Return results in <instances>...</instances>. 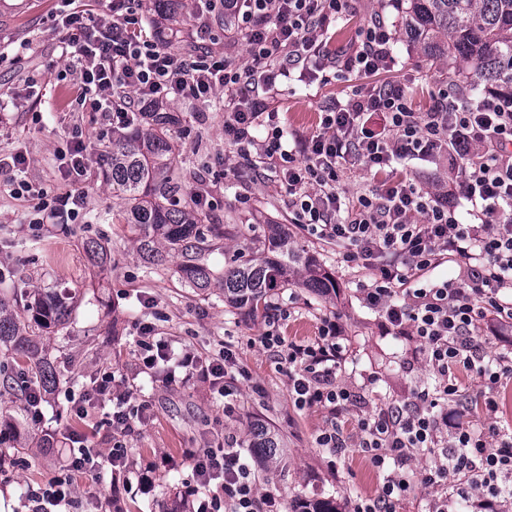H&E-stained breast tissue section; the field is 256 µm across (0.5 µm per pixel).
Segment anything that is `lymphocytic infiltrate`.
Masks as SVG:
<instances>
[{"instance_id":"obj_1","label":"lymphocytic infiltrate","mask_w":512,"mask_h":512,"mask_svg":"<svg viewBox=\"0 0 512 512\" xmlns=\"http://www.w3.org/2000/svg\"><path fill=\"white\" fill-rule=\"evenodd\" d=\"M208 13L222 16L239 34L249 62L235 63L205 49L175 54L164 45L162 26L149 20L142 0H109L108 20L75 10L61 15L62 58L76 67L78 110L99 113L105 126L123 124L129 112L161 109L184 95L208 99L228 93L224 138L235 146L240 164L251 165V148L279 175L297 225L321 240L336 242L342 260L371 272L363 300L385 317L387 330L410 336L423 347L439 378L434 390L414 392L403 404L383 405L357 421L358 446L383 482L372 497H357L351 512H395V504L417 487L449 488L466 512H512V433L494 419L495 390L512 373V359L487 357L474 336L487 320L512 327V97L485 96L462 107L448 91L435 98L432 112L418 118L403 88L372 85L346 103L322 110L320 124L307 137L286 138L270 127L263 142L254 130L279 95L277 78L295 68L312 74L334 68L375 74L394 66V34L382 15L361 29L344 57L330 58L317 42L318 30L343 16L350 0H206ZM382 115V131L370 126ZM463 148L459 169L464 195L475 205L473 221L459 223L446 196L424 190L413 180L380 183L355 200L342 202L339 177L349 157L366 170L383 169L407 157L438 158ZM82 195L69 191L40 197L36 221L78 222ZM451 265L453 278L421 287L424 274ZM345 329L337 318H323L314 342L285 344L276 330L260 336L268 349L287 347L288 388L295 406L328 409L331 419L319 447L341 453L345 447L338 419L363 396L337 384ZM236 364L231 348L201 359L185 353L168 381L200 378L230 397L227 380ZM484 380L481 407L487 428L457 426L454 449L444 459L413 472L415 451L438 447L448 424V403L458 401L457 368ZM198 485L206 497L196 512H279L272 497L258 495L248 465L237 452L205 448L191 453ZM87 452L70 454L47 486L32 492V512L71 504L77 474L94 468Z\"/></svg>"}]
</instances>
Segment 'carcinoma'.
<instances>
[{"label":"carcinoma","mask_w":512,"mask_h":512,"mask_svg":"<svg viewBox=\"0 0 512 512\" xmlns=\"http://www.w3.org/2000/svg\"><path fill=\"white\" fill-rule=\"evenodd\" d=\"M402 30L432 61L473 64L479 84L486 89L512 86V0H404ZM173 121L168 112H156L152 121L129 118L131 131L112 139L103 176L122 194L125 223L131 225L137 249L148 268L177 260L182 277L200 291L215 285L224 299L240 308L258 310L270 292L301 277V285L327 296L336 292V280L315 259L291 246L278 224L269 225L275 254L257 253L224 264L215 274L203 255L224 240L221 224L181 197L176 177V157L165 137ZM69 315L62 299L35 293L22 309L14 299L0 295V344L7 343L23 366L0 362V377L11 389L22 380L21 390L45 392L56 384L51 365L39 357L40 337L30 334L28 319L44 328L64 324ZM284 445L275 434L256 428L250 452L261 461L282 454Z\"/></svg>","instance_id":"obj_1"}]
</instances>
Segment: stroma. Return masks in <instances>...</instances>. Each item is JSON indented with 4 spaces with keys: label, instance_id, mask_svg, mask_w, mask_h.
I'll return each instance as SVG.
<instances>
[{
    "label": "stroma",
    "instance_id": "35a3bbf8",
    "mask_svg": "<svg viewBox=\"0 0 512 512\" xmlns=\"http://www.w3.org/2000/svg\"><path fill=\"white\" fill-rule=\"evenodd\" d=\"M199 5V0H171L161 18L171 30L167 47L177 54L197 45L225 53L230 35L221 17L210 18L206 33H198ZM72 9L107 14L104 0H0V99L6 104L0 112V158L22 152L30 159L23 175L28 192L19 196L0 190V269L18 298L48 288L72 300L65 325L39 331L41 353L59 375L57 387L45 394L39 416H32L17 393H0V444L10 450L0 462V512H29L26 490L39 488L54 475L69 450L68 439H75L77 447L108 454L98 423L111 413V401H101L85 418L70 403L106 372L113 374L119 392L129 393L133 404L146 408L147 416L119 436L128 458L125 473L106 485L90 473L80 478V512H195L200 494L187 452L221 447L246 451L257 423L287 446L277 467L249 459L259 493L273 496L282 512H297L307 500H330L338 512H350L351 498L375 495L383 478L357 446L359 409L345 411L340 418L347 444L342 455L317 447L328 413L294 406L276 353L258 341L267 328L266 310L251 314L230 305L219 290L203 293L191 288L175 263L157 271L146 269L129 225L112 221L122 201L104 181L99 164H90L78 183L64 180L61 152L73 124L82 126L90 153H100L111 143L102 134L98 113L75 111L74 81L56 78L65 63L59 57L53 19ZM379 11L392 27H399L398 10L383 7L382 0H353L344 18L324 32L323 50L337 54L348 49L358 30ZM393 54L394 68L374 75L346 72L280 80L281 93L272 107L276 124L310 135L323 107L380 83L404 87L413 111L421 116L431 111L440 88L461 92L466 100L474 98V68H461L452 80H445L418 45L400 34L394 37ZM169 110L178 117L168 127V138L180 150L182 194L206 195L202 210L209 223L228 231L223 244L207 253V264L223 270L229 258L264 248L270 225H282L295 246L315 257L337 285L329 297L292 285L270 294V302L286 315L279 327L285 342L313 341L322 318L334 316L347 336L336 371L339 385L367 397L379 395L386 404H401L433 383L420 343L389 333L381 313L363 302L360 288L369 282V270L341 263L334 242L294 226L274 169L244 166L236 176L221 178L225 163L236 157L235 148L224 141L222 107L185 97ZM67 188L85 197L81 223L31 230L38 195ZM90 238L106 246V263L89 259L84 243ZM145 323L153 324L180 354L212 357L231 346L238 367L246 372L236 381L234 417H225L224 399L208 383H171L165 372L143 373L137 340Z\"/></svg>",
    "mask_w": 512,
    "mask_h": 512
}]
</instances>
